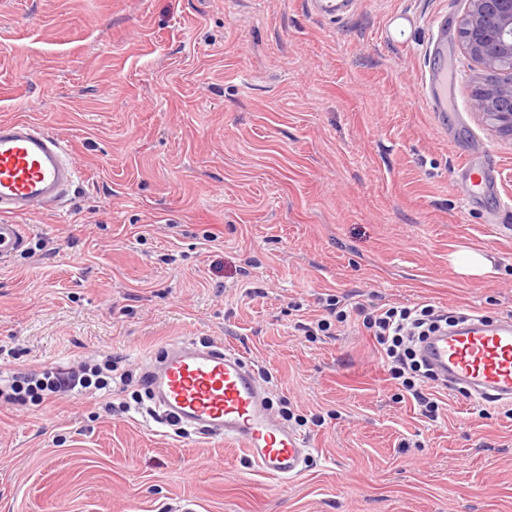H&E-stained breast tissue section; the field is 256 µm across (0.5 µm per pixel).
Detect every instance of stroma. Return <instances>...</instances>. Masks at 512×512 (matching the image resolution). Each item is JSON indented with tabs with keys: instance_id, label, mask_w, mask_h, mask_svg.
<instances>
[{
	"instance_id": "1",
	"label": "stroma",
	"mask_w": 512,
	"mask_h": 512,
	"mask_svg": "<svg viewBox=\"0 0 512 512\" xmlns=\"http://www.w3.org/2000/svg\"><path fill=\"white\" fill-rule=\"evenodd\" d=\"M353 2L0 0V119L81 173L0 261V381L213 341L314 450L277 482L136 382L0 402V512H512V415L449 391L428 420L363 327L297 329L329 294L512 318V139L470 107L463 0ZM467 163L497 173L471 205ZM463 247L497 276L456 275ZM308 2L316 16L336 19L343 17L347 13L345 7L351 0H311Z\"/></svg>"
}]
</instances>
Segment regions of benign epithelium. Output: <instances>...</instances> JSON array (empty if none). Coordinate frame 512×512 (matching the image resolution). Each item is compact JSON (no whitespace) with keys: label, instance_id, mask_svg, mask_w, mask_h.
Here are the masks:
<instances>
[{"label":"benign epithelium","instance_id":"benign-epithelium-1","mask_svg":"<svg viewBox=\"0 0 512 512\" xmlns=\"http://www.w3.org/2000/svg\"><path fill=\"white\" fill-rule=\"evenodd\" d=\"M458 35L481 71L471 109L512 139V0H465Z\"/></svg>","mask_w":512,"mask_h":512}]
</instances>
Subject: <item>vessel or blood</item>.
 Segmentation results:
<instances>
[{"instance_id": "b4317fda", "label": "vessel or blood", "mask_w": 512, "mask_h": 512, "mask_svg": "<svg viewBox=\"0 0 512 512\" xmlns=\"http://www.w3.org/2000/svg\"><path fill=\"white\" fill-rule=\"evenodd\" d=\"M78 176L67 143L42 125L0 120V260L26 243L18 217L63 200ZM422 357L449 388L470 399L512 402V319L464 315L458 326L422 339ZM163 418L236 445L262 474L288 481L312 450L305 436L281 425L245 358L234 348L173 344L147 371Z\"/></svg>"}]
</instances>
